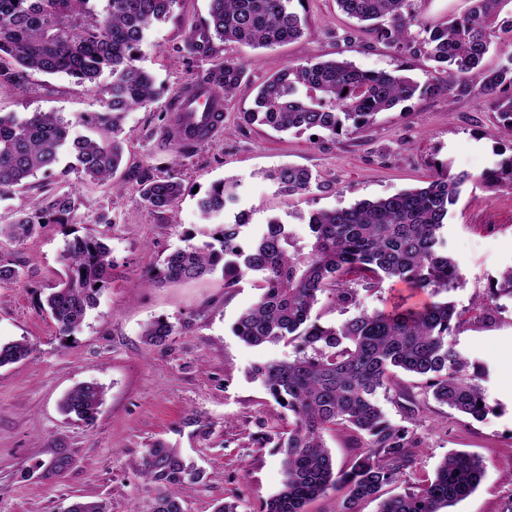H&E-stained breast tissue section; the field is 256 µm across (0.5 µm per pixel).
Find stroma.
<instances>
[{"label": "stroma", "mask_w": 512, "mask_h": 512, "mask_svg": "<svg viewBox=\"0 0 512 512\" xmlns=\"http://www.w3.org/2000/svg\"><path fill=\"white\" fill-rule=\"evenodd\" d=\"M208 9L209 0H178L172 18L156 24L140 46L138 63L155 76L162 95L125 118L121 190L84 181L65 156L58 173L37 176L0 197L4 216L34 210L50 189L78 198L71 223L44 224L22 242L0 243V261L23 270L19 281L0 286V341L25 339L33 346L27 359L0 367V512H64L81 496L106 500L111 512H142L156 488L135 463L157 441L177 448L203 472L182 492L185 512H213L223 501L237 503V512H259L283 479L280 454L259 439L280 430L284 419L246 373L253 363L283 360L295 349L283 343L252 348L233 335V323L258 296L254 276L233 288L225 287L219 272L162 285L148 277L186 238L199 243L212 232L199 216V193L213 182L238 178V210L248 213L251 228L277 217L303 237L311 210L424 185L441 161L477 174L492 166L497 151L512 146V133L497 126L482 95L449 96L448 77L435 62L398 54L357 31L336 0H302L297 11L305 27L297 41L268 49L219 42L211 55L189 56L185 40ZM350 32L356 36L351 43L345 39ZM227 58L240 61L245 74L224 104L223 134L174 156L162 129L170 97L197 72ZM335 58L363 70L402 69L436 91L414 96L362 132L335 141L241 120L256 86L282 66ZM111 81L108 73L82 85L37 73L24 88L0 93V113L55 112L72 122L74 134L100 138L103 130L89 117L103 110V90ZM286 164L312 170L322 190L305 198L277 195L259 173ZM169 170L184 193L172 210L151 211L140 196L139 178ZM87 233L110 247L112 278L67 338L39 306L63 272L67 240ZM447 239L462 269L449 298L469 312L512 267V189L466 185L448 215ZM158 317L178 328L163 349L142 338L144 325ZM454 341L482 372L490 411L476 421L427 401L412 422L423 446L397 489L414 490L449 453L466 451L482 458L485 476L451 512H502L512 497V300L499 301L493 321L476 318L457 329ZM85 382L105 392L89 425L59 410L62 396Z\"/></svg>", "instance_id": "obj_1"}]
</instances>
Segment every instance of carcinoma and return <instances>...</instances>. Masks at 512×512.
<instances>
[{
	"label": "carcinoma",
	"instance_id": "1",
	"mask_svg": "<svg viewBox=\"0 0 512 512\" xmlns=\"http://www.w3.org/2000/svg\"><path fill=\"white\" fill-rule=\"evenodd\" d=\"M208 17L185 41L191 56L213 51L214 41L271 48L300 39L304 22L293 0H209ZM468 13L427 25L417 0H336L339 9L359 22H374L375 39L399 53H423L448 74V94L479 90L499 126L512 131V57L502 66L481 67L497 33L512 31V0H470ZM177 0H0V89L25 86L32 72L62 74L77 83L94 82L112 70L106 88L107 108L93 116L112 132L110 139L72 135V123L55 112L25 117L0 113V195L24 187L27 180L58 163L62 152L74 156L83 179L112 182L124 155L119 139L127 113L155 102L159 90L151 73L136 63V51L155 24L166 20ZM418 27L420 38L412 33ZM244 77L242 66L227 58L198 73L193 85L213 86L214 99L232 97ZM435 90L404 74L365 71L346 60L287 64L258 87L246 122L277 132L336 139L355 133L416 93ZM494 166L474 176L434 168L425 187L405 190L349 207L315 209L306 216L308 234L296 236L290 225L273 218L246 234L242 214L223 221L238 202L240 181L224 178L197 200L203 220L215 224L210 240L186 239L157 267L165 282L197 279L218 270L232 288L247 275L256 277L255 302L232 325L250 346L267 342L297 343L294 358L253 364L248 374L288 411V426L269 437L282 455L280 490L260 512H306L305 506L336 491L333 512H360L359 504L379 501L378 512H442L468 497L485 472L472 453L452 452L433 478L415 491L385 496L413 467L423 442L414 429L389 420L376 399L394 391L408 402L406 413L419 412L411 386L399 374L422 381L434 401L475 420L490 411L469 361L450 340L466 322L465 311L441 299L458 287L462 274L448 253L445 226L462 187L473 180L487 186L512 185V152L498 153ZM285 197L309 195L322 188L307 168L283 165L261 173ZM147 207L166 211L183 193L175 175L140 178ZM77 200L69 191L48 192L29 213L0 223V239L22 241L37 224H68ZM64 278L46 297L44 310L62 336H70L97 304L112 273L111 249L94 235L76 236L63 253ZM390 281L421 293L425 300L368 311L361 293ZM512 299V268L491 289L490 299ZM325 301L332 308L357 313L338 324L311 317ZM178 333L165 318L147 323L150 346H164ZM32 352L25 340L0 343V367L20 362ZM102 387L83 384L68 392L61 410L91 424L103 403ZM337 426L355 437L357 453L347 468L336 461L324 433ZM139 474L158 488L145 512H184L179 489L201 479V471L176 449L156 442L137 463ZM65 512H109L102 499L85 497Z\"/></svg>",
	"mask_w": 512,
	"mask_h": 512
}]
</instances>
